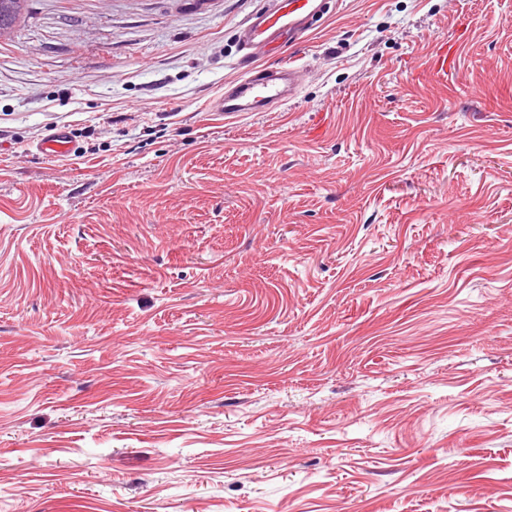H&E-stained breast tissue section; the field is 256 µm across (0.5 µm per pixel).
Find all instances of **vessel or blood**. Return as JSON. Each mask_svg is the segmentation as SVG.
I'll list each match as a JSON object with an SVG mask.
<instances>
[{
	"mask_svg": "<svg viewBox=\"0 0 512 512\" xmlns=\"http://www.w3.org/2000/svg\"><path fill=\"white\" fill-rule=\"evenodd\" d=\"M314 13V0H279L275 10L256 13L244 40L248 58H259L283 37L299 38ZM303 78L301 67L289 63L272 71L250 72L236 83L232 92L215 98L212 109L228 114L272 111L297 92ZM37 150L47 156L63 157L73 153L74 144L67 128L58 127L38 144Z\"/></svg>",
	"mask_w": 512,
	"mask_h": 512,
	"instance_id": "1",
	"label": "vessel or blood"
}]
</instances>
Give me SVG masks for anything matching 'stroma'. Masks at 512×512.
<instances>
[{
    "instance_id": "obj_1",
    "label": "stroma",
    "mask_w": 512,
    "mask_h": 512,
    "mask_svg": "<svg viewBox=\"0 0 512 512\" xmlns=\"http://www.w3.org/2000/svg\"><path fill=\"white\" fill-rule=\"evenodd\" d=\"M271 7L0 40V512H512V0H327L212 111ZM304 72L299 66L284 63L275 70L248 72L231 93L215 98L212 110L234 114L238 112H271L284 104L301 86ZM36 149L43 155L63 157L74 152V144L67 128L57 127L36 146Z\"/></svg>"
}]
</instances>
